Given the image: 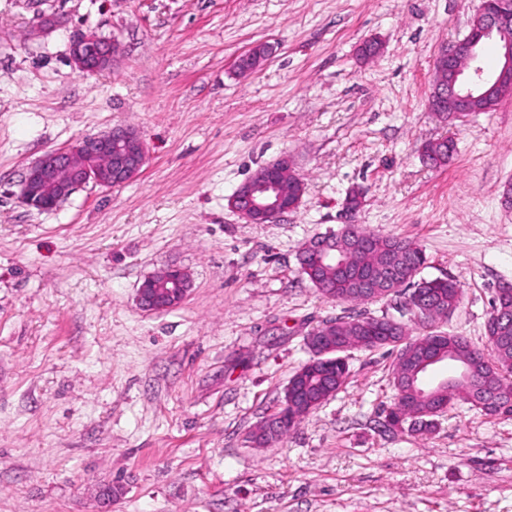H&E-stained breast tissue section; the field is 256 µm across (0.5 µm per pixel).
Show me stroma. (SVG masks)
<instances>
[{"mask_svg":"<svg viewBox=\"0 0 512 512\" xmlns=\"http://www.w3.org/2000/svg\"><path fill=\"white\" fill-rule=\"evenodd\" d=\"M481 2L0 0V512H512V417L459 403L434 433L386 429V348L349 351L335 396L249 441L317 326L397 313L398 297L339 303L303 274L302 245L344 220L415 242L423 278L463 289L437 330L485 345L512 283V96L452 122L427 106ZM44 13L60 26L38 31ZM89 30L121 42L110 72L71 64ZM370 38L383 49L364 61ZM259 43L270 56L238 75ZM118 125L144 143L136 179L21 203L45 152ZM445 138L452 161L423 162ZM282 158L306 183L298 208L246 223L229 196ZM171 266L187 297L142 309L143 280Z\"/></svg>","mask_w":512,"mask_h":512,"instance_id":"35a3bbf8","label":"stroma"}]
</instances>
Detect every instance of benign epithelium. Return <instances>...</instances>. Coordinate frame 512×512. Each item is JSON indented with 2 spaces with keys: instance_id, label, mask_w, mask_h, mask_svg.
I'll return each instance as SVG.
<instances>
[{
  "instance_id": "1",
  "label": "benign epithelium",
  "mask_w": 512,
  "mask_h": 512,
  "mask_svg": "<svg viewBox=\"0 0 512 512\" xmlns=\"http://www.w3.org/2000/svg\"><path fill=\"white\" fill-rule=\"evenodd\" d=\"M478 22L462 40L442 51L447 69L430 92L429 106L438 112L448 104L454 118L471 112L473 92L492 99L497 91L512 84V0H482ZM497 45L500 64L490 76L483 75L479 54L482 45ZM121 54V45L95 32L78 34L70 46L76 69L98 74L112 69ZM146 163V151L137 131L118 125L109 131L84 137L70 148L46 152L28 167L20 184V199L40 212L56 209L76 191L88 186L112 188L135 179ZM288 169V160L267 165V172L240 184L230 196V208L249 224H268L298 205L280 191L279 173ZM356 238L352 224L338 232L318 236L302 248L317 257L336 261V251L345 250L343 240ZM188 274L168 267L147 276L137 290V300L147 311H164L181 303L189 289Z\"/></svg>"
}]
</instances>
